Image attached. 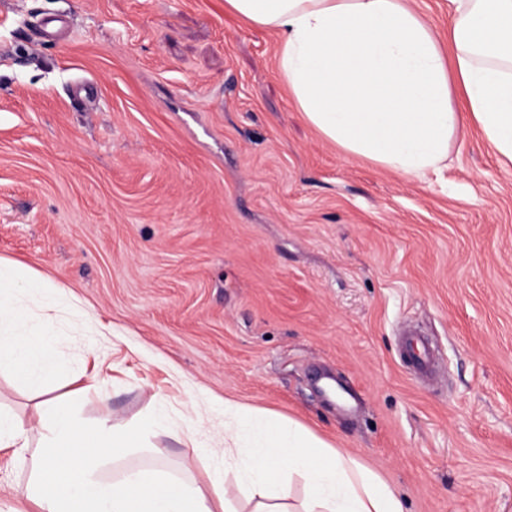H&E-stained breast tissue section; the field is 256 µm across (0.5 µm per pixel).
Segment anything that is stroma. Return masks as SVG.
I'll use <instances>...</instances> for the list:
<instances>
[{
    "label": "stroma",
    "mask_w": 512,
    "mask_h": 512,
    "mask_svg": "<svg viewBox=\"0 0 512 512\" xmlns=\"http://www.w3.org/2000/svg\"><path fill=\"white\" fill-rule=\"evenodd\" d=\"M277 42L225 0H0V260L50 285L64 369L0 373V412L98 380L80 420L169 426L105 476L204 487L242 476L229 401L345 449L405 512H512V169L473 125L438 178L346 153ZM11 454L0 512H26Z\"/></svg>",
    "instance_id": "stroma-1"
}]
</instances>
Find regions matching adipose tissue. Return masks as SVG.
<instances>
[{
	"instance_id": "1",
	"label": "adipose tissue",
	"mask_w": 512,
	"mask_h": 512,
	"mask_svg": "<svg viewBox=\"0 0 512 512\" xmlns=\"http://www.w3.org/2000/svg\"><path fill=\"white\" fill-rule=\"evenodd\" d=\"M244 19L278 31L281 75L305 119L346 153L414 179L448 166L451 138L476 124L500 162L512 166V0H448L443 51L410 0H226ZM460 93V106L451 96ZM43 290L24 267L0 269V372L24 386L61 375L48 330L29 327L7 295ZM37 448L23 423L0 417V447L24 458L34 512H234L257 498L281 512L303 477L304 512H404L396 488L310 431L242 407L225 415L224 438L243 457L236 486L207 487L154 464L105 478L108 460L129 452L108 422L82 425L71 404L39 408Z\"/></svg>"
}]
</instances>
